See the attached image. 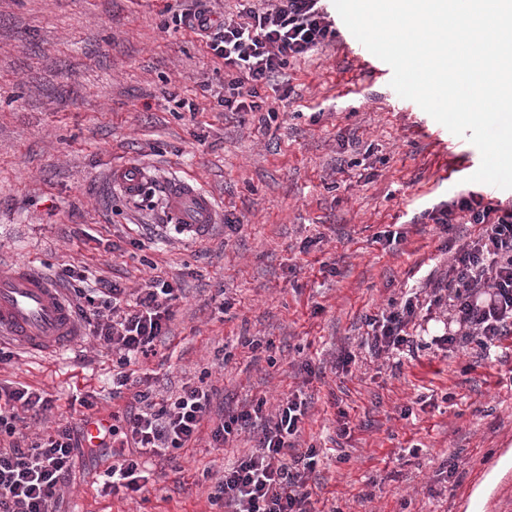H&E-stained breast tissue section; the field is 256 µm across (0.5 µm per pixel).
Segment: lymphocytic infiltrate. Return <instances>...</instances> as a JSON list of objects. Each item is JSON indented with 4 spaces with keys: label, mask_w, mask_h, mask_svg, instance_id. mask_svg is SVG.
I'll use <instances>...</instances> for the list:
<instances>
[{
    "label": "lymphocytic infiltrate",
    "mask_w": 512,
    "mask_h": 512,
    "mask_svg": "<svg viewBox=\"0 0 512 512\" xmlns=\"http://www.w3.org/2000/svg\"><path fill=\"white\" fill-rule=\"evenodd\" d=\"M210 15L208 0H192L173 21L223 60L224 92L217 104L238 116L263 111L261 89H278L290 61L330 45L338 35L328 0H266L265 7L242 9L234 18L214 21ZM427 217L446 231L464 222L478 225L479 232L455 248L447 269L430 275L425 287H408L401 302L365 316L367 347L377 358L413 352L412 329L422 317L458 323V330L434 337L441 349L454 353L474 344L481 355H490L512 336V207L486 203L471 192L434 206ZM58 276L73 284L80 316L115 361L112 394L121 396L131 382L129 366L154 354L168 335L175 288L155 275L132 297L113 281L84 287V273L69 265L59 268ZM132 399L136 411L113 414L111 425L100 427L93 450L109 458L105 485L116 494L141 491L152 461L174 460L177 450L188 447L211 402L209 392L194 382L161 405L147 387L134 391ZM265 405L260 398L229 411L214 427L216 444L247 432L256 445L250 455L224 464L213 499L225 512H315L312 477L320 451L295 444L308 402L292 394L271 415ZM51 408L42 392L0 385V512H55L85 432L62 425L27 445L18 432L25 419Z\"/></svg>",
    "instance_id": "lymphocytic-infiltrate-1"
}]
</instances>
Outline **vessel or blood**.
Instances as JSON below:
<instances>
[{"label":"vessel or blood","instance_id":"b4317fda","mask_svg":"<svg viewBox=\"0 0 512 512\" xmlns=\"http://www.w3.org/2000/svg\"><path fill=\"white\" fill-rule=\"evenodd\" d=\"M110 180L129 197L142 195L149 184L146 171L134 164L113 167ZM166 196L169 221L190 237H203L215 224L214 201L193 183H173ZM81 334L61 284L32 264L0 270V343L58 352L72 347Z\"/></svg>","mask_w":512,"mask_h":512}]
</instances>
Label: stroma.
<instances>
[{
	"label": "stroma",
	"instance_id": "obj_1",
	"mask_svg": "<svg viewBox=\"0 0 512 512\" xmlns=\"http://www.w3.org/2000/svg\"><path fill=\"white\" fill-rule=\"evenodd\" d=\"M180 2L0 0V267L31 260L52 275L66 262L132 290L164 276L180 290L170 334L134 375L153 376L165 399L189 381L211 394L179 472L156 464L143 490L115 495L105 463L84 454L59 512H224L208 500L214 474L255 441L215 447L214 424L260 398L274 412L298 389L309 413L296 444L325 451L318 512H512V472L470 500L512 448V337L492 360L431 344L394 361L370 357L362 324L445 268L450 236L421 210L469 191L512 207V189L458 179L479 150L401 98L391 67L344 26L285 68L282 92L267 93L275 117H225L214 98L224 62L172 26ZM127 162L153 177L142 196L109 185ZM172 178L212 195L238 230L177 233L163 198ZM396 224L407 237L387 243ZM8 350L0 382L53 404L29 438L131 402L113 397L112 357L93 336L62 356ZM89 394L91 410L79 403Z\"/></svg>",
	"mask_w": 512,
	"mask_h": 512
}]
</instances>
